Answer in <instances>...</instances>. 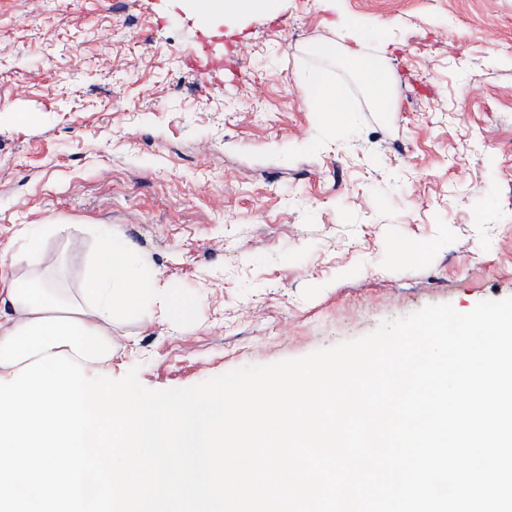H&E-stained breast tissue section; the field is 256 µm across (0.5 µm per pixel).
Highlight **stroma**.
<instances>
[{
  "label": "stroma",
  "instance_id": "35a3bbf8",
  "mask_svg": "<svg viewBox=\"0 0 512 512\" xmlns=\"http://www.w3.org/2000/svg\"><path fill=\"white\" fill-rule=\"evenodd\" d=\"M348 18L394 111L361 89ZM205 51L224 69L202 80ZM312 69L350 128L311 111ZM31 224L63 227L36 258ZM103 224L199 299L191 325L155 305L113 328V378L152 390L512 296V0H282L206 27L186 0H0V289L48 267L77 291ZM306 85L310 91L312 109L323 114L332 130H342L352 123L351 112L356 109L341 86L320 70L308 74Z\"/></svg>",
  "mask_w": 512,
  "mask_h": 512
}]
</instances>
